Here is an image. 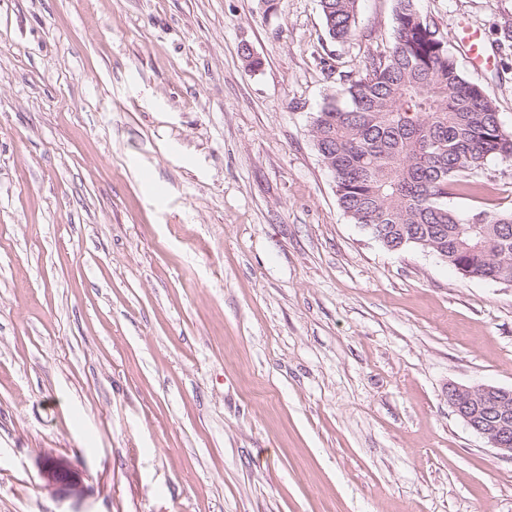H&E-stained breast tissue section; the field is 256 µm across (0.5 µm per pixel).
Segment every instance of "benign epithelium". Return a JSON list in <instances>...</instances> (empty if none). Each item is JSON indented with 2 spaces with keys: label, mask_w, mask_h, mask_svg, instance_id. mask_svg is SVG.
<instances>
[{
  "label": "benign epithelium",
  "mask_w": 512,
  "mask_h": 512,
  "mask_svg": "<svg viewBox=\"0 0 512 512\" xmlns=\"http://www.w3.org/2000/svg\"><path fill=\"white\" fill-rule=\"evenodd\" d=\"M448 397V403L453 411L468 422L487 403L498 402L497 418L485 427L475 424L473 428L488 441L497 456L512 459V404L507 403V399L512 398V389L489 385L463 387L451 384L448 386Z\"/></svg>",
  "instance_id": "obj_1"
}]
</instances>
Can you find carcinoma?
<instances>
[{
	"label": "carcinoma",
	"mask_w": 512,
	"mask_h": 512,
	"mask_svg": "<svg viewBox=\"0 0 512 512\" xmlns=\"http://www.w3.org/2000/svg\"><path fill=\"white\" fill-rule=\"evenodd\" d=\"M330 37L355 36L358 0H319ZM331 171L339 205L356 224L381 228L404 245L447 252L461 276L512 281V212L474 209L448 198L481 187L491 160L512 159V133L494 101L461 71L439 28L415 0H396L389 51L346 76L316 112L311 129Z\"/></svg>",
	"instance_id": "1"
}]
</instances>
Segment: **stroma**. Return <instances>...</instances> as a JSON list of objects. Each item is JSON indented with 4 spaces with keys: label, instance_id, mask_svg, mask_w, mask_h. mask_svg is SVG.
Segmentation results:
<instances>
[{
    "label": "stroma",
    "instance_id": "obj_1",
    "mask_svg": "<svg viewBox=\"0 0 512 512\" xmlns=\"http://www.w3.org/2000/svg\"><path fill=\"white\" fill-rule=\"evenodd\" d=\"M394 6L0 0V512H512L448 404L512 388V285L388 250L311 135ZM417 8L512 132V0ZM481 179L449 206L511 210ZM328 33L338 42L355 36L358 0H319Z\"/></svg>",
    "mask_w": 512,
    "mask_h": 512
}]
</instances>
